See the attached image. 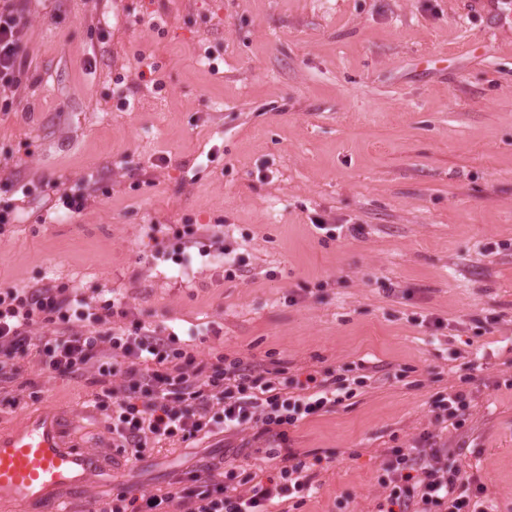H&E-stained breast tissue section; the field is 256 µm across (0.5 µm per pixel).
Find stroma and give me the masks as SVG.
<instances>
[{"instance_id": "1", "label": "stroma", "mask_w": 512, "mask_h": 512, "mask_svg": "<svg viewBox=\"0 0 512 512\" xmlns=\"http://www.w3.org/2000/svg\"><path fill=\"white\" fill-rule=\"evenodd\" d=\"M512 0H29L28 68L0 87V287L115 290L201 355L363 377L354 397L290 428L319 457L298 512H379L389 448L439 435L512 512ZM154 70L163 89L140 79ZM154 78V79H155ZM80 191L86 208L59 205ZM334 227V238L313 220ZM154 224H199L191 274L155 259ZM366 227L363 238L345 232ZM222 236L223 249L211 247ZM244 258L225 278L227 256ZM481 364L466 385L468 362ZM92 374L27 364L0 426L80 409L74 440L111 446ZM472 388L465 428L432 404ZM245 430L146 450L71 512L127 486L164 492L241 446Z\"/></svg>"}]
</instances>
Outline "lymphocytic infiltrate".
Returning a JSON list of instances; mask_svg holds the SVG:
<instances>
[{"mask_svg":"<svg viewBox=\"0 0 512 512\" xmlns=\"http://www.w3.org/2000/svg\"><path fill=\"white\" fill-rule=\"evenodd\" d=\"M26 5L0 0L1 86H19L25 71ZM30 362L55 377L93 374L95 405L107 412L112 446L126 458L165 441L192 444L248 428L270 443L276 466L266 480L208 466L166 492L116 487L95 512H268L276 498L305 501L313 464L291 448L288 430L354 395L330 373L289 382L281 361L270 368L221 353L200 360L195 346H176L174 334L134 318L114 296L96 309L77 288L1 287L0 380ZM378 482L387 492L385 512H483L478 477L466 475L429 432L390 449Z\"/></svg>","mask_w":512,"mask_h":512,"instance_id":"1","label":"lymphocytic infiltrate"}]
</instances>
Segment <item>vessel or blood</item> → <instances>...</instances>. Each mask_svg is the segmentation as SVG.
<instances>
[{
  "instance_id": "b4317fda",
  "label": "vessel or blood",
  "mask_w": 512,
  "mask_h": 512,
  "mask_svg": "<svg viewBox=\"0 0 512 512\" xmlns=\"http://www.w3.org/2000/svg\"><path fill=\"white\" fill-rule=\"evenodd\" d=\"M74 424L69 410L50 406L0 428L1 502L24 503L30 512H66L65 502L118 470L110 454L75 448Z\"/></svg>"
}]
</instances>
